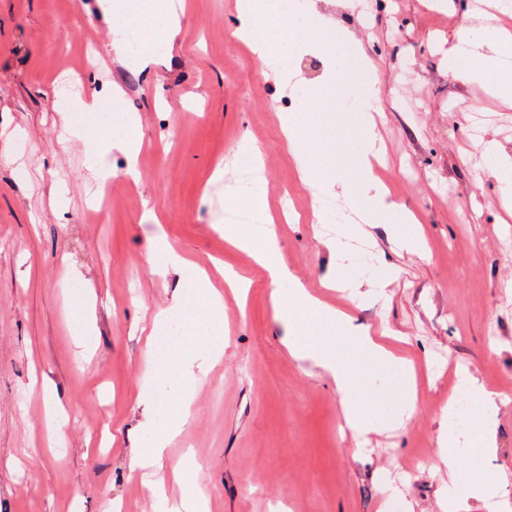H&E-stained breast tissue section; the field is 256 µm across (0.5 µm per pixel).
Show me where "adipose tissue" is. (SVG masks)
Masks as SVG:
<instances>
[{"label":"adipose tissue","instance_id":"adipose-tissue-1","mask_svg":"<svg viewBox=\"0 0 512 512\" xmlns=\"http://www.w3.org/2000/svg\"><path fill=\"white\" fill-rule=\"evenodd\" d=\"M496 16H488L485 25L478 28L460 26L448 46V59L453 76L460 81L479 82L493 97L512 100V73L503 66V59L512 53V34L499 27ZM63 118V140H79L100 179L111 177L104 164L107 150L122 151L128 162H135L139 140L135 133L137 118L125 114L122 127L111 122L99 126L76 124V112L97 109L96 97H75L66 105ZM257 216V223L243 226L228 224L223 228L224 238L235 248L249 252L264 269L272 286L271 298L277 317L286 325V345L293 357L321 368L333 381L340 396L347 426L360 437L382 432L394 424H407L419 411V384L425 370L414 360L397 357L395 353L369 330L354 327L350 318L311 295L295 278L281 259V248L276 233L265 225L266 201L262 188L256 187L241 198ZM328 247L336 252V270L330 274L331 284L349 289L352 296H360L362 287L381 288L397 280L396 268H384L367 281L345 277L346 269L356 267L355 258L343 253L340 238H332ZM194 296L174 294L171 304L158 312L153 320L152 335H159L169 323L183 326L182 335L169 338L163 354L152 373L153 380L175 383L188 388L196 371L210 366L223 352L213 333L219 324L224 302L212 288L206 274L191 273ZM351 337L357 355L347 354L337 343L338 335ZM467 402L472 410L473 429L464 433L455 428L451 417L460 402ZM501 398L488 390L474 372L458 366L453 394L443 406L437 443L448 466L456 474L446 490L445 512H505L502 499L503 477L472 478L469 472L457 470L459 448L469 450L470 461H481L497 451L496 416ZM192 415V398L184 396L178 404L146 401L142 431L144 446L133 465L151 467L159 463L176 427L164 426L165 418L173 417L178 425L186 424Z\"/></svg>","mask_w":512,"mask_h":512}]
</instances>
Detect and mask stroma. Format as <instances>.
<instances>
[{
  "label": "stroma",
  "mask_w": 512,
  "mask_h": 512,
  "mask_svg": "<svg viewBox=\"0 0 512 512\" xmlns=\"http://www.w3.org/2000/svg\"><path fill=\"white\" fill-rule=\"evenodd\" d=\"M236 2L183 0L170 53L143 73L110 53L96 0H0V512H157L147 472L130 463L142 441L152 317L183 285L178 269L151 268L160 235L224 297V353L196 382L192 418L161 461L170 499L201 496L208 512H383L392 482L414 512H441L451 476L436 447L439 410L460 363L504 399L498 450L483 471H512V214L472 136L482 119L485 137L512 155V106L455 79L448 64L449 39L479 21L478 0H322L325 25L361 44L376 82V176L429 247L411 254L383 225L367 227L378 267L400 275L357 301L322 285L328 236L276 118L300 104L287 82L265 79V59L232 40ZM90 46L99 64L86 70ZM69 74L104 97L80 123H101L115 84L139 120L137 177L122 152L106 156L107 208L82 143L60 140L63 104L52 90ZM247 144L267 163L268 214L286 200L304 215L276 227L289 270L355 326L391 330L445 368L423 383L416 418L367 450L356 451L332 381L283 346L263 270L219 229L224 185L238 178ZM228 271L249 279L246 295L226 289ZM83 302L94 310L82 348Z\"/></svg>",
  "instance_id": "stroma-1"
}]
</instances>
